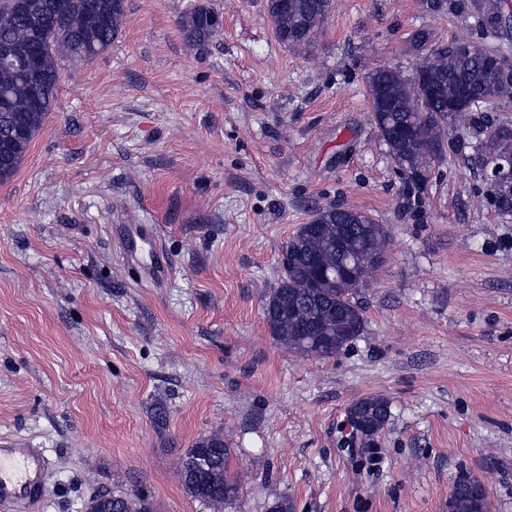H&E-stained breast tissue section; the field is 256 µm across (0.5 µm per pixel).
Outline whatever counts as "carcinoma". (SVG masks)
Segmentation results:
<instances>
[{
	"instance_id": "carcinoma-1",
	"label": "carcinoma",
	"mask_w": 512,
	"mask_h": 512,
	"mask_svg": "<svg viewBox=\"0 0 512 512\" xmlns=\"http://www.w3.org/2000/svg\"><path fill=\"white\" fill-rule=\"evenodd\" d=\"M111 5L112 0H64L53 20L35 29L11 0H0V44H8L15 60L31 63L42 77L39 99L33 105L26 69L0 64L1 181L14 175L53 111L62 61L98 56L112 45L126 19V8L114 10ZM422 6L430 11L447 7L457 16L474 19L479 29L495 38L509 28L503 24V0H422ZM332 11L333 0H287L286 7L269 12L268 17L279 41L299 50L314 43ZM212 16L210 7L197 5L183 17L181 27L189 45H202L218 32ZM415 42L425 51L418 69L427 74L430 91H421L413 79L387 67L373 71L367 85L372 113L388 125L381 138L403 174L420 186L431 160L447 149L462 150L463 143L447 139L449 127L469 131L490 160L512 155L511 143L488 132L489 112L512 95L502 71L490 68L488 62L512 56L490 46L461 54L460 40L444 46L431 41L426 31L417 33ZM493 203L505 214L512 211V177L496 183ZM389 240L385 225L358 209L333 205L318 210L282 247L281 279L263 305L271 336L289 351L312 358L333 357L360 336L364 307L362 289L355 281L360 276L372 280L373 253L388 249ZM351 410L369 436L380 433L390 416L389 402L381 396L361 398ZM229 461L224 434L198 438L180 460L185 493L221 512L241 489ZM485 502V492L460 479L448 497V512H486ZM84 512H152V507L140 493L98 492L84 503Z\"/></svg>"
}]
</instances>
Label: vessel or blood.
<instances>
[{
  "label": "vessel or blood",
  "instance_id": "vessel-or-blood-1",
  "mask_svg": "<svg viewBox=\"0 0 512 512\" xmlns=\"http://www.w3.org/2000/svg\"><path fill=\"white\" fill-rule=\"evenodd\" d=\"M45 461L40 449L0 448V503L41 501Z\"/></svg>",
  "mask_w": 512,
  "mask_h": 512
}]
</instances>
